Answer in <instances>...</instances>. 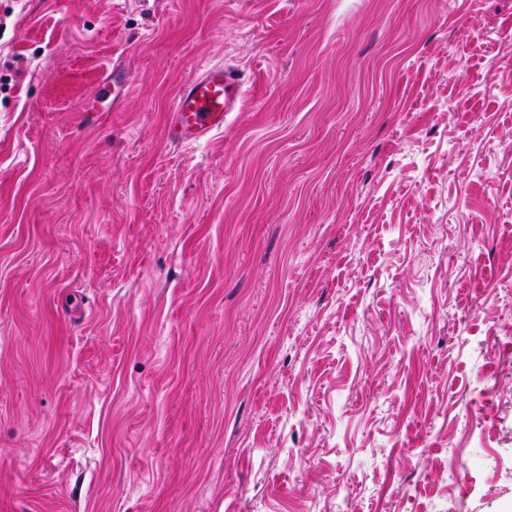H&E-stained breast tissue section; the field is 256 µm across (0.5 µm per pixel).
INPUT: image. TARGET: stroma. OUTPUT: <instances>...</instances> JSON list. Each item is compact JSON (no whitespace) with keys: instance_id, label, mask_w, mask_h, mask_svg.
Masks as SVG:
<instances>
[{"instance_id":"35a3bbf8","label":"stroma","mask_w":512,"mask_h":512,"mask_svg":"<svg viewBox=\"0 0 512 512\" xmlns=\"http://www.w3.org/2000/svg\"><path fill=\"white\" fill-rule=\"evenodd\" d=\"M435 502L512 512V0H0V512ZM240 97L224 65L199 70L175 94L165 125L166 143L179 146L222 131L228 112L236 110Z\"/></svg>"}]
</instances>
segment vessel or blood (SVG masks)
Returning <instances> with one entry per match:
<instances>
[{"label": "vessel or blood", "mask_w": 512, "mask_h": 512, "mask_svg": "<svg viewBox=\"0 0 512 512\" xmlns=\"http://www.w3.org/2000/svg\"><path fill=\"white\" fill-rule=\"evenodd\" d=\"M240 97L238 86L223 66L199 70L179 87L174 97L165 125L167 144L193 143L222 131Z\"/></svg>", "instance_id": "vessel-or-blood-1"}]
</instances>
